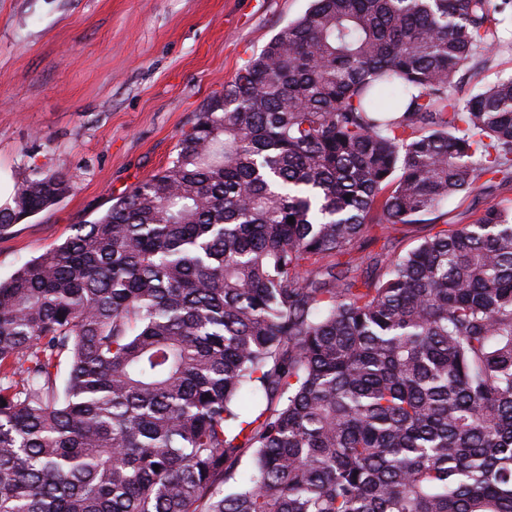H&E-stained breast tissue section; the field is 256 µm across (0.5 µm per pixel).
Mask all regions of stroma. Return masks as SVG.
Listing matches in <instances>:
<instances>
[{"label":"stroma","mask_w":512,"mask_h":512,"mask_svg":"<svg viewBox=\"0 0 512 512\" xmlns=\"http://www.w3.org/2000/svg\"><path fill=\"white\" fill-rule=\"evenodd\" d=\"M309 0H0V176L63 171L71 189L0 233V280L62 243L176 155L206 101L229 88ZM512 184L451 197L452 224Z\"/></svg>","instance_id":"1"}]
</instances>
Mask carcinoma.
<instances>
[{
	"instance_id": "carcinoma-1",
	"label": "carcinoma",
	"mask_w": 512,
	"mask_h": 512,
	"mask_svg": "<svg viewBox=\"0 0 512 512\" xmlns=\"http://www.w3.org/2000/svg\"><path fill=\"white\" fill-rule=\"evenodd\" d=\"M509 14L311 0L0 281V512H512V207L442 212L512 183V77L453 97ZM69 190L25 180L0 233ZM475 193L468 196H454L448 199L443 212H448L450 224H468L477 218L480 211L491 204L502 203L512 207V184L500 186L491 192H484L474 200ZM432 226L430 224L398 226L399 231L395 233L396 240L393 241V245H389L390 253H404L415 246L421 239L442 227V225H439L435 230H432Z\"/></svg>"
}]
</instances>
